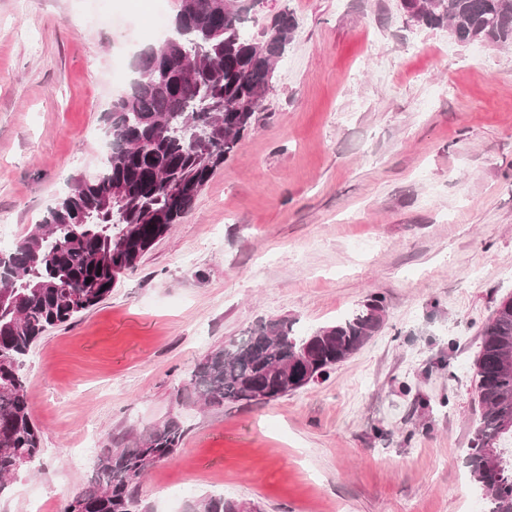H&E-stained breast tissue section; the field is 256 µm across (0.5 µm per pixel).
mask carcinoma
I'll list each match as a JSON object with an SVG mask.
<instances>
[{
    "label": "carcinoma",
    "mask_w": 512,
    "mask_h": 512,
    "mask_svg": "<svg viewBox=\"0 0 512 512\" xmlns=\"http://www.w3.org/2000/svg\"><path fill=\"white\" fill-rule=\"evenodd\" d=\"M400 9L415 25L454 30L461 43L512 44V0H400ZM252 11L250 0H183L168 35L136 55L137 77L105 111L109 152L99 174L77 180L41 223L0 253V492L41 452L23 358L48 329L108 297L260 122L296 22L284 11L254 38L245 31ZM382 311L374 297L299 336L286 319H262L195 365L191 395L211 407L276 401L327 378L378 331ZM480 338L474 375L482 414L466 467L490 512H512V431L502 427L512 418V300L498 305ZM184 435L172 417L130 446L103 450L93 481L61 512H143L139 479L170 458ZM490 447L501 451L496 473L485 458ZM190 509L250 512V505L211 494Z\"/></svg>",
    "instance_id": "cac0c4a2"
}]
</instances>
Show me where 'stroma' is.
<instances>
[{
	"label": "stroma",
	"instance_id": "obj_1",
	"mask_svg": "<svg viewBox=\"0 0 512 512\" xmlns=\"http://www.w3.org/2000/svg\"><path fill=\"white\" fill-rule=\"evenodd\" d=\"M398 0H263L294 40L267 114L110 297L21 369L42 452L0 512H59L74 449L185 436L139 481L148 512L221 493L261 512H489L465 466L480 331L512 297V47L407 24ZM180 0H0V240L95 174L115 72ZM379 297L378 332L327 381L204 408L195 364L259 320L302 335Z\"/></svg>",
	"mask_w": 512,
	"mask_h": 512
}]
</instances>
